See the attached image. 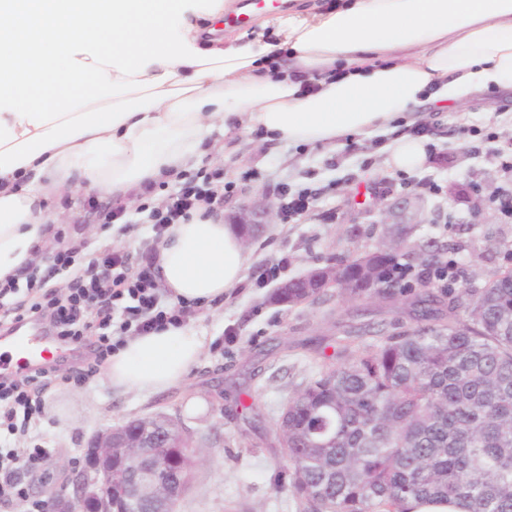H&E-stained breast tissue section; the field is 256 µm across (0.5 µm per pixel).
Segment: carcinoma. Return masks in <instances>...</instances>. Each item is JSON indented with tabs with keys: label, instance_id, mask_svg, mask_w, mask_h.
I'll list each match as a JSON object with an SVG mask.
<instances>
[{
	"label": "carcinoma",
	"instance_id": "1",
	"mask_svg": "<svg viewBox=\"0 0 512 512\" xmlns=\"http://www.w3.org/2000/svg\"><path fill=\"white\" fill-rule=\"evenodd\" d=\"M410 264L377 259L416 326L357 350L289 398L275 438L288 449L289 488L307 512H411L455 504L512 512V268L477 287L406 281ZM369 302L377 288H336ZM288 307L318 304L306 282L274 290Z\"/></svg>",
	"mask_w": 512,
	"mask_h": 512
}]
</instances>
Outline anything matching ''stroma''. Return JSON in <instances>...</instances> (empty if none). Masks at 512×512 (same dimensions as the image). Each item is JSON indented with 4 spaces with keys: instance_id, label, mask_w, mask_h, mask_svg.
Here are the masks:
<instances>
[{
    "instance_id": "stroma-1",
    "label": "stroma",
    "mask_w": 512,
    "mask_h": 512,
    "mask_svg": "<svg viewBox=\"0 0 512 512\" xmlns=\"http://www.w3.org/2000/svg\"><path fill=\"white\" fill-rule=\"evenodd\" d=\"M401 134L423 136L426 159L392 171L385 165L386 147ZM195 168L219 174L220 215L228 222L255 197L278 209L285 194L309 188L315 196L308 210L271 225L252 243L246 277L223 304L192 308L186 325L203 333L207 346L183 385L157 394H118L101 374L102 361L91 356L79 366L56 361L39 378L36 423L0 434V448L47 450L37 468L19 473L36 499L67 491L66 475L97 431L165 414L185 423L199 452L178 512H304L273 434L289 398L340 350L344 329L366 319L377 326H409L413 320L402 301L371 302L366 319L357 316L356 304L336 297L293 308L274 304L273 285L258 280L261 267L287 259L281 274L286 280L353 250L372 249L385 233L381 206L400 198L411 202L400 220L413 224L415 239L439 251L441 262L455 261L457 285L512 267V210L501 205L512 193V91L506 89L489 90L461 109L430 112L422 106L370 137L329 144L292 145L259 129L219 127ZM183 182L180 176L163 179L151 196L131 205L78 185L67 189L63 202L49 200L53 236L36 271H44L63 247L79 245L80 253L73 267L47 278L46 288L65 291L77 269L108 251L140 257L154 235L151 210ZM118 207L122 219L103 223L102 212ZM460 243L467 251H457Z\"/></svg>"
}]
</instances>
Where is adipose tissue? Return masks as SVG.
<instances>
[{"instance_id":"adipose-tissue-1","label":"adipose tissue","mask_w":512,"mask_h":512,"mask_svg":"<svg viewBox=\"0 0 512 512\" xmlns=\"http://www.w3.org/2000/svg\"><path fill=\"white\" fill-rule=\"evenodd\" d=\"M224 0H0V283L34 265L46 203L73 177L123 200L186 171L216 125L291 144L370 135L427 104L512 87V0H295L244 34L208 36ZM238 227L171 225L157 266L172 299L213 305L244 279ZM207 340L126 337L118 393L185 381Z\"/></svg>"}]
</instances>
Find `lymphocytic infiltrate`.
I'll use <instances>...</instances> for the list:
<instances>
[{
    "label": "lymphocytic infiltrate",
    "mask_w": 512,
    "mask_h": 512,
    "mask_svg": "<svg viewBox=\"0 0 512 512\" xmlns=\"http://www.w3.org/2000/svg\"><path fill=\"white\" fill-rule=\"evenodd\" d=\"M223 199L224 189L214 184L212 175L200 173L188 179L163 208L151 211L155 243L144 250L141 268H134L130 255L124 252L111 251L93 258L67 292L42 293L26 313L17 306L6 310L0 317V333L13 331L33 316L46 321L59 341L91 340L103 359L119 349L122 338L184 324L190 303L166 302L159 293L156 244L170 225L186 223L197 213L205 218L216 214ZM35 381L32 375L0 378V419L8 431H15L16 417L28 421L39 413ZM44 456L40 448L25 455L14 450L0 452V504L26 498L17 473L37 467Z\"/></svg>",
    "instance_id": "lymphocytic-infiltrate-1"
}]
</instances>
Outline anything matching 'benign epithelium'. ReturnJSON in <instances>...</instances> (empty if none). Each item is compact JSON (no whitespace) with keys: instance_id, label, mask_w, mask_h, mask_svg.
Wrapping results in <instances>:
<instances>
[{"instance_id":"benign-epithelium-1","label":"benign epithelium","mask_w":512,"mask_h":512,"mask_svg":"<svg viewBox=\"0 0 512 512\" xmlns=\"http://www.w3.org/2000/svg\"><path fill=\"white\" fill-rule=\"evenodd\" d=\"M273 206L264 201L249 202L239 209L235 223L250 228L246 242L275 223ZM389 253L383 245L373 251L342 261H330L313 269L300 279L316 288L336 287V276L348 269L346 285L369 288L373 283V259ZM177 436L173 443H157L148 439L147 430L128 432L127 423L107 427L93 435L83 448L84 464L68 477L73 492L52 499L51 512H132V506L149 500L161 505L156 512H177L185 490L176 488L167 478L172 468L194 450L191 436L181 423L162 417ZM120 493H114V483Z\"/></svg>"}]
</instances>
